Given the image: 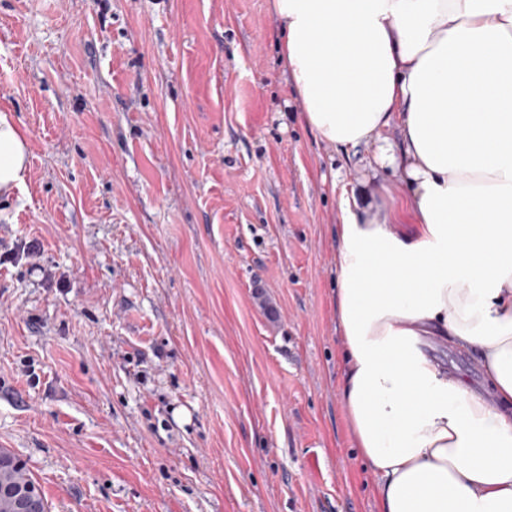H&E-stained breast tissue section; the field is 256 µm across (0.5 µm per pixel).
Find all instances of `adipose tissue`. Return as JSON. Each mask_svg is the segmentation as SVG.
Returning a JSON list of instances; mask_svg holds the SVG:
<instances>
[{"instance_id": "obj_1", "label": "adipose tissue", "mask_w": 512, "mask_h": 512, "mask_svg": "<svg viewBox=\"0 0 512 512\" xmlns=\"http://www.w3.org/2000/svg\"><path fill=\"white\" fill-rule=\"evenodd\" d=\"M303 117L334 149L398 130L389 217L341 201L339 399L378 512H512V0H272ZM29 143L0 114V194ZM474 352L483 389L438 348Z\"/></svg>"}]
</instances>
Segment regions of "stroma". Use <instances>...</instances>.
I'll return each mask as SVG.
<instances>
[{
	"label": "stroma",
	"mask_w": 512,
	"mask_h": 512,
	"mask_svg": "<svg viewBox=\"0 0 512 512\" xmlns=\"http://www.w3.org/2000/svg\"><path fill=\"white\" fill-rule=\"evenodd\" d=\"M0 448L50 512H377L338 397L343 192L271 0H0ZM26 135L5 113L0 114V194L20 186L28 170Z\"/></svg>",
	"instance_id": "obj_1"
}]
</instances>
